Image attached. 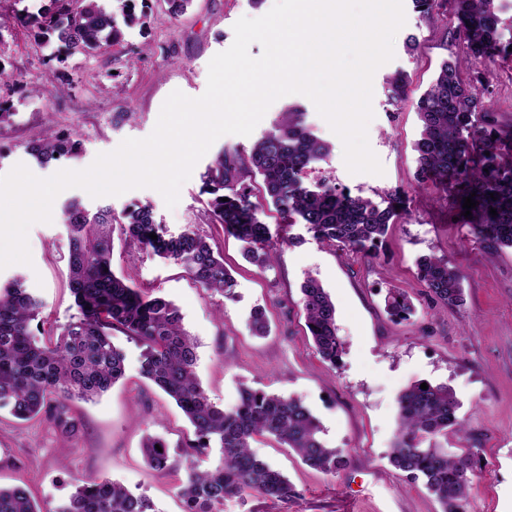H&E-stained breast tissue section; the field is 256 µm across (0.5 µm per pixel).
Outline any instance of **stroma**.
<instances>
[{
	"label": "stroma",
	"mask_w": 512,
	"mask_h": 512,
	"mask_svg": "<svg viewBox=\"0 0 512 512\" xmlns=\"http://www.w3.org/2000/svg\"><path fill=\"white\" fill-rule=\"evenodd\" d=\"M274 2L191 0L174 17L166 0H146V24L123 27L109 53L74 56L61 66L47 63L52 47L32 33L19 27L5 33L0 62L17 85L10 92L13 121L0 127V175L19 163L41 178L83 170L124 139L148 137L172 91L194 98L205 92L208 64L232 45L237 20L261 17ZM403 7L406 21L394 38V57L372 80L368 140L383 174L350 173L340 139L312 101L287 95L268 108L250 135L217 139L182 185L175 207L151 188L106 198L67 189L54 201L51 223L34 224L28 232L31 265L0 270V286L19 278L42 299L36 337L45 340L77 312L68 288L67 201L80 200L91 210L108 204L117 213L145 205L170 234L192 224L211 237L234 279L228 298L203 288L180 265L138 249L117 226L112 268L132 287L165 296L179 308L185 329L197 340V376L214 404L234 406L244 386L298 397L319 419L323 439L348 458L332 476L273 440H260L255 453L287 475L296 495L285 504L257 495L232 497L225 499L224 512H441L422 482L409 480L389 461L397 398L419 382L448 385L460 403L465 429L449 430L447 448L470 451L471 512H512V249L489 254L461 223L451 187L416 176L413 145L420 122L413 103L443 60L468 55L455 0H444L432 20L416 12L412 0H403ZM468 59V75L481 79L483 100L495 114V131L512 137V55ZM398 71L407 72L410 82L404 101L396 104L387 79ZM291 106L306 112L311 134L329 147L308 172V183L324 181L381 205L391 195L402 198L401 217L376 248L356 251L321 242L305 225H283L280 214L263 203L261 220L281 235L274 243L275 261L263 268L244 260L240 242L212 221L202 174L224 148L250 151ZM48 130L77 131V156L42 167L27 146ZM430 255L461 270L462 305L444 308L428 300L417 263ZM310 276L336 305L344 350L333 366L316 354L300 305V286ZM392 288L413 302L406 318L385 311ZM256 307L265 309L270 323L264 337L249 325ZM112 341L125 354V377L95 401H70L76 437H63L46 416L22 422L0 409V485L23 487L41 505L53 506L81 480L109 479L147 495L157 512H183L176 477L150 469L141 442L148 435L191 442L193 429L175 403L141 376V343L119 329Z\"/></svg>",
	"instance_id": "1"
}]
</instances>
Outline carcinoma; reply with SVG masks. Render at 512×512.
I'll use <instances>...</instances> for the list:
<instances>
[{
	"mask_svg": "<svg viewBox=\"0 0 512 512\" xmlns=\"http://www.w3.org/2000/svg\"><path fill=\"white\" fill-rule=\"evenodd\" d=\"M456 4L473 56L512 48V40L501 43L502 20L493 0H456ZM119 14L127 25L146 24L147 14L135 13V0H49L36 13L23 9L15 15V23L55 44L53 60L62 65L76 54H104L120 42ZM414 108L421 122L413 146L419 179L450 183L461 198L476 193V207L462 223L486 246L512 249V154L505 155L504 142L492 138L493 131L487 129L492 113L482 107L475 83L463 78L462 62L443 61ZM28 149L47 167L77 154L78 133L50 132ZM328 151V145L309 132L306 113L290 107L250 152L234 147L216 155L204 175L202 193L210 195L207 205L213 220L244 243V256L250 262L266 267L275 259L269 225L258 218L259 207L252 201L256 190L288 223L298 218L316 238L345 248L372 247L395 223L397 213L391 206L381 208L370 198L339 192L327 183L304 184V174ZM257 177L259 186L247 182ZM224 197L228 201H222ZM492 208L497 215H490ZM63 216L71 228L68 282L78 314L55 339L41 344L32 323L41 314L42 302L18 279L0 289V408L8 407L22 421L46 413L61 434L74 437L76 423L67 401L92 400L125 375V356L112 342V329L117 327L142 343L140 374L181 409L194 428L197 447L219 448L216 467L194 468L180 479L184 512H223L226 498L254 494L288 502L294 496L288 478L252 450L260 439L275 440L303 463L327 474L344 468L342 450L321 437L318 419L297 397L244 386L232 408L213 404L198 382L197 342L184 328L179 308L162 296L141 293L126 277L111 271L112 225L119 224L125 238L183 266L201 286L228 295L233 280L208 237L192 227L177 236L159 233L147 206L132 205L116 214L108 205L91 211L71 200ZM151 233L157 238H150ZM417 268L432 302L443 307L463 302L457 267L425 256ZM300 292L313 347L334 367L343 353L335 303L311 276ZM385 307L391 316L412 312L411 302L398 291L387 293ZM250 325L255 335H268L264 309L252 311ZM459 407L452 389L443 384H430L426 390L415 384L398 397L390 463L407 478L423 480L442 512H463L472 483L469 454L450 453L439 441L448 438L450 428L463 430ZM141 448L147 464L158 473L166 475L179 467L166 439L149 435ZM0 512L157 510L142 493L114 481L89 478L52 509L36 504L20 487L0 486Z\"/></svg>",
	"mask_w": 512,
	"mask_h": 512,
	"instance_id": "cac0c4a2",
	"label": "carcinoma"
}]
</instances>
